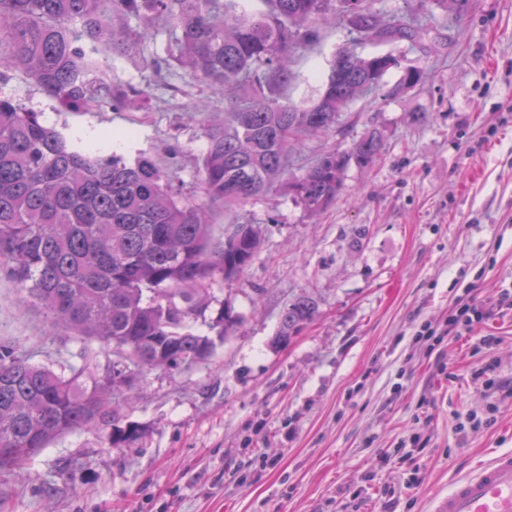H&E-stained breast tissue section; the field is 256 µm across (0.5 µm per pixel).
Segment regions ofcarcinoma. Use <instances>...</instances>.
I'll return each mask as SVG.
<instances>
[{
  "label": "carcinoma",
  "mask_w": 512,
  "mask_h": 512,
  "mask_svg": "<svg viewBox=\"0 0 512 512\" xmlns=\"http://www.w3.org/2000/svg\"><path fill=\"white\" fill-rule=\"evenodd\" d=\"M249 14L239 0H0V61L23 70L43 90L74 110L101 103H134L89 78L83 41L107 42L122 52L130 42L125 21L170 27L175 61L212 84L243 97L224 105V123L206 133L199 177L205 200L184 199L153 161L92 158L72 149L37 112L0 95V269L17 283L23 302L41 308L82 341L128 351L141 366L171 369L207 362L214 338L234 333L241 317L223 304L206 312L213 287L243 273L260 247L250 222L212 237L213 205H242L287 181L288 192L310 216L322 213L343 188L349 164L374 166L383 135L373 131L349 149L321 154L288 177V153L301 137L335 125L362 92L400 68L393 54H336L318 100L281 102L275 89L292 76L291 54L317 39L312 21L337 17L367 43L412 37V27L382 20L364 0H264ZM417 70L388 95L415 87ZM317 314L306 294L291 300L277 340L287 343ZM216 333L194 329L197 322ZM128 367L112 364L104 385L85 365L57 372L31 362L16 346L0 344V470L25 464L55 438L88 425L111 429V445L140 438L123 423L106 394L127 388Z\"/></svg>",
  "instance_id": "obj_1"
}]
</instances>
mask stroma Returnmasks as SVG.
<instances>
[{"mask_svg":"<svg viewBox=\"0 0 512 512\" xmlns=\"http://www.w3.org/2000/svg\"><path fill=\"white\" fill-rule=\"evenodd\" d=\"M365 4L418 37L358 46L347 26L316 21L317 40L294 50L278 94L310 105L342 49L400 57L382 88L291 155L300 167L378 130L379 161L350 165L341 194L315 217L283 188L214 208L215 235L246 221L262 231L252 264L214 289L241 317L236 333L208 362L143 368L133 392L115 393L139 441L115 448L108 430L87 426L0 471V512H380L388 499L395 512H429L455 477L512 449V404L493 406L471 381L491 361L512 380V310L471 335L416 336L425 323L443 329L469 297L493 301L512 287V0ZM129 25L132 48L84 50L92 76L135 88L136 105L71 110L5 65L0 94L76 150L129 164L149 157L203 199L198 171L224 91L178 64L155 68L170 31ZM407 68L420 70L418 85L387 96ZM302 294L318 312L279 344L282 311ZM482 336L497 337L494 349ZM0 342L53 369L89 364L99 377L118 359L22 306L1 272Z\"/></svg>","mask_w":512,"mask_h":512,"instance_id":"35a3bbf8","label":"stroma"}]
</instances>
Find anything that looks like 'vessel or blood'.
Here are the masks:
<instances>
[{"label":"vessel or blood","instance_id":"obj_1","mask_svg":"<svg viewBox=\"0 0 512 512\" xmlns=\"http://www.w3.org/2000/svg\"><path fill=\"white\" fill-rule=\"evenodd\" d=\"M432 512H512V450L457 479L433 501Z\"/></svg>","mask_w":512,"mask_h":512}]
</instances>
